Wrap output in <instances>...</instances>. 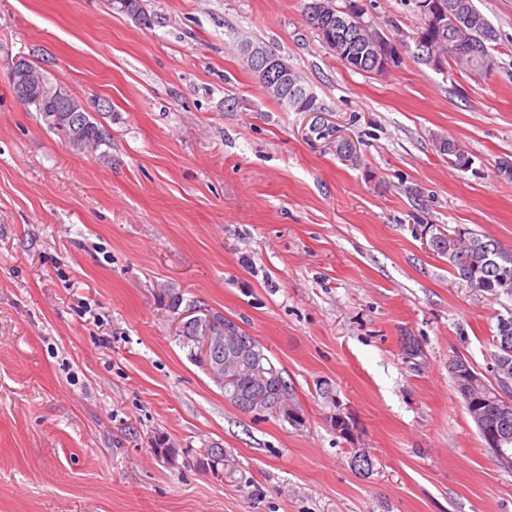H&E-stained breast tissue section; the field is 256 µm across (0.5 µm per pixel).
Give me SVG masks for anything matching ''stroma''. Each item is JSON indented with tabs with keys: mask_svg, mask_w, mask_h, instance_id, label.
Here are the masks:
<instances>
[{
	"mask_svg": "<svg viewBox=\"0 0 512 512\" xmlns=\"http://www.w3.org/2000/svg\"><path fill=\"white\" fill-rule=\"evenodd\" d=\"M305 2L142 0L147 28L111 0H0V512H512L448 373L486 367L512 296L431 243L462 227L512 249V0H476L499 33L483 76L351 70ZM363 20L406 41L423 24L416 0H365ZM246 41L314 111L268 95ZM20 57L108 144L76 150L21 105ZM176 296L264 345L301 425L225 399ZM211 444L234 477L200 464ZM304 15H305V21L307 23V25L313 29L314 27H318L319 25L317 24H314V27L312 26V24L315 22V21H311V17L309 16V11L307 9L306 6H304ZM317 30L319 31V33L321 34L323 40L328 44L326 45L322 39L320 38L321 42L330 50L332 51L329 47H331L332 49L334 50H337L341 53V56L342 58L345 60V62L350 65L347 61L349 59V61L351 62H354L357 64V66H359V63H357V58L354 57V55H352V53H350L349 51V46H348V43H346V45L343 43H338V42H334V38H333V35H331L330 31H328L327 29L323 30L322 29V26L320 25V28H317ZM316 32V31H315ZM317 33V32H316ZM318 34V33H317ZM319 35V34H318ZM333 52V51H332ZM334 53V52H333ZM335 54V53H334ZM335 56L341 61L344 63L345 66H348L338 55L335 54ZM347 60V61H346ZM352 66V65H350ZM349 67V66H348ZM245 54L251 67L255 69H262V71L266 73H272V82L269 86L270 93L280 94L284 89L288 88L287 96L272 97L278 104L284 107L291 106L293 108H298L300 105H304L308 108L309 112L314 111L315 104L312 96L307 97L309 94L303 92L302 89L297 92V89L290 88L288 80H292L295 70L288 63L287 59L281 56H272L266 48L253 45L251 43L245 45ZM253 68H251V70L258 74V77L262 83H264V76L261 71ZM273 75H276V78H274ZM292 91H294L295 94H292Z\"/></svg>",
	"mask_w": 512,
	"mask_h": 512,
	"instance_id": "obj_1",
	"label": "stroma"
}]
</instances>
